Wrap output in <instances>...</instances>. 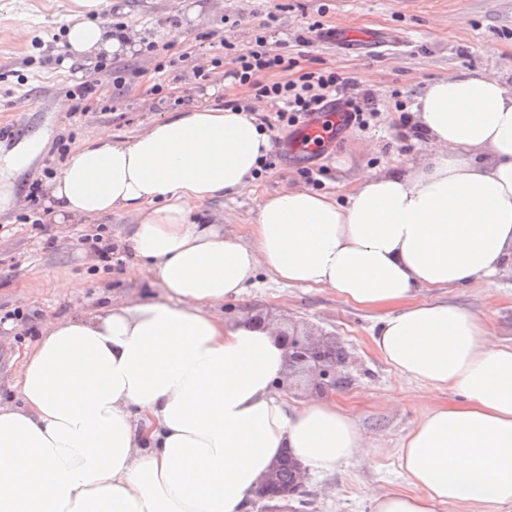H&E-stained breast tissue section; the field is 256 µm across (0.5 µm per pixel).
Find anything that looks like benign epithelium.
Segmentation results:
<instances>
[{"mask_svg": "<svg viewBox=\"0 0 512 512\" xmlns=\"http://www.w3.org/2000/svg\"><path fill=\"white\" fill-rule=\"evenodd\" d=\"M277 336L286 351L288 369L309 373L313 379L312 389L315 392L322 394L345 383L342 370L348 364L349 353L339 338L316 337L310 332H302L296 328L280 331ZM303 494V480L300 471L296 469L293 481L287 488L271 493L264 484L255 492V501L263 503V512H277L273 508V502Z\"/></svg>", "mask_w": 512, "mask_h": 512, "instance_id": "obj_1", "label": "benign epithelium"}]
</instances>
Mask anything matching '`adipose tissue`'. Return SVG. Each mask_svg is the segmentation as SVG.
<instances>
[{
    "mask_svg": "<svg viewBox=\"0 0 512 512\" xmlns=\"http://www.w3.org/2000/svg\"><path fill=\"white\" fill-rule=\"evenodd\" d=\"M112 5L75 0L73 57L129 49L133 34L95 20ZM419 102L429 157L364 170L343 204L284 189L246 238L224 234L233 214L218 225L201 208L250 192L269 145L250 112L195 103L130 138L87 137L47 186L49 218L134 215L126 275L150 274L161 298L42 325L0 403V512H246L283 454L305 474L369 455L336 402L280 396L273 329L219 315L261 270L385 310L375 351L427 393L398 454L408 487L372 495V512H512V344L475 312L417 298L512 259V85L462 71Z\"/></svg>",
    "mask_w": 512,
    "mask_h": 512,
    "instance_id": "obj_1",
    "label": "adipose tissue"
}]
</instances>
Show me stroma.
<instances>
[{"label": "stroma", "instance_id": "obj_1", "mask_svg": "<svg viewBox=\"0 0 512 512\" xmlns=\"http://www.w3.org/2000/svg\"><path fill=\"white\" fill-rule=\"evenodd\" d=\"M173 0H121L120 18L136 38H150L162 46L163 57L179 58L178 66L157 75V58L134 51L116 54L112 63L126 72L123 92L104 87L112 99L110 111L95 102L69 96L72 85L93 75L95 63L75 59L66 50V31L75 11L74 0H0V153L10 154L33 140L43 146L31 163L14 172L17 207L0 212V398L14 396L20 357L35 343L43 322L98 310L111 301L150 300L160 294L152 279L125 274L132 257L127 244L132 215L112 214L95 224H50L48 196L29 197L30 184L45 168L61 170L53 154L59 135H70L77 149L94 132L107 129L128 138L163 112H176L222 84L214 102L234 100L257 108V117L280 141L281 162L256 179L250 194L235 200H213L204 206L215 217L231 212L236 219L225 232L247 236L259 202L267 195L302 184L301 168L321 170L322 193L344 198L361 171L406 167L427 157L425 137H399L401 113L415 114L425 86L461 71L491 74L512 84V0H224L222 8L197 20L177 18ZM275 23H267L268 13ZM322 20L336 32L333 40L314 41L297 64L271 73L274 81L295 80L306 72L331 70L353 78L358 90L379 100L370 129L342 130L324 148L302 153L292 147L293 130L282 129L276 105L252 90L225 81L231 63L218 44L228 41L239 51L254 43L263 30L267 44L295 40L308 24ZM208 73V81L198 72ZM163 80L162 93L151 90ZM101 234L112 246L111 267L99 262L87 236ZM86 281L79 295L62 293L59 280ZM259 287L248 289L239 301L225 304V321L249 317L253 309L267 312L270 323L291 325L315 334L335 335L346 345L350 363L348 383L330 397L355 415L372 452L356 457L337 470L305 479L304 500L279 502L280 512H371L372 494L404 486L397 450L428 400L420 387L393 371L373 350L383 311L356 306L338 294L276 282L259 274ZM419 299L443 298L488 317L495 339L512 343V267L491 279L462 288L424 289ZM397 394V408L386 404Z\"/></svg>", "mask_w": 512, "mask_h": 512}]
</instances>
